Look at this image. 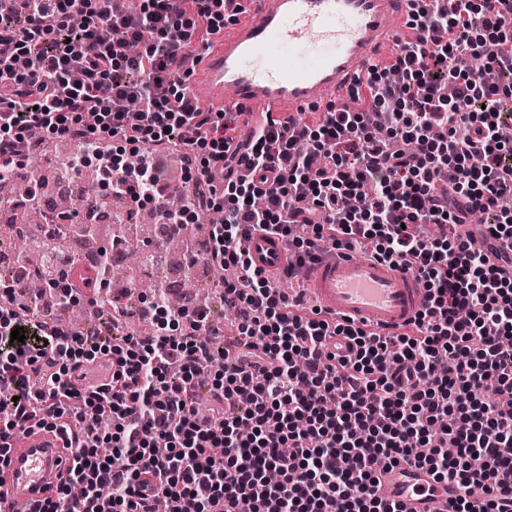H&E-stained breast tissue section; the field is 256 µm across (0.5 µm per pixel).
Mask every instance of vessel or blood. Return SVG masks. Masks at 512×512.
I'll list each match as a JSON object with an SVG mask.
<instances>
[{"instance_id": "1", "label": "vessel or blood", "mask_w": 512, "mask_h": 512, "mask_svg": "<svg viewBox=\"0 0 512 512\" xmlns=\"http://www.w3.org/2000/svg\"><path fill=\"white\" fill-rule=\"evenodd\" d=\"M409 11L410 0H255L233 32L204 51L202 77L188 93L202 111L217 102L243 107L254 125L269 115L298 116L332 97L344 101L358 75L393 47ZM245 244L256 268L286 266L280 236L255 233ZM302 280L313 305L384 335L425 307L415 273L346 250L307 262ZM8 457L0 512H32L73 465L65 437L55 431L22 435ZM454 497L447 483L424 475L404 512H448Z\"/></svg>"}]
</instances>
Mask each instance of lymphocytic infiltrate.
I'll list each match as a JSON object with an SVG mask.
<instances>
[{
  "instance_id": "f902f5d3",
  "label": "lymphocytic infiltrate",
  "mask_w": 512,
  "mask_h": 512,
  "mask_svg": "<svg viewBox=\"0 0 512 512\" xmlns=\"http://www.w3.org/2000/svg\"><path fill=\"white\" fill-rule=\"evenodd\" d=\"M227 0H25L0 6V163L15 169L41 140L76 145L112 195L149 204L177 236L200 212L205 262L235 338L208 310L152 301L155 330L113 343L51 317L26 280L0 289V458L35 429L68 437L74 465L33 512H402L375 466L422 470L456 485L453 512H512V0H418L409 38L367 70L352 105L318 121L266 118L247 139L199 111L184 62L196 18L212 36L233 22ZM479 61L463 70L460 56ZM190 149L166 192V150ZM480 215L484 247L453 227ZM279 235L296 257L282 277L239 247ZM332 248L414 272L428 304L383 336L336 320L283 279ZM24 341H12L15 327ZM110 368L85 383L94 364ZM495 394L481 395L487 375ZM483 464L474 469L472 457Z\"/></svg>"
}]
</instances>
